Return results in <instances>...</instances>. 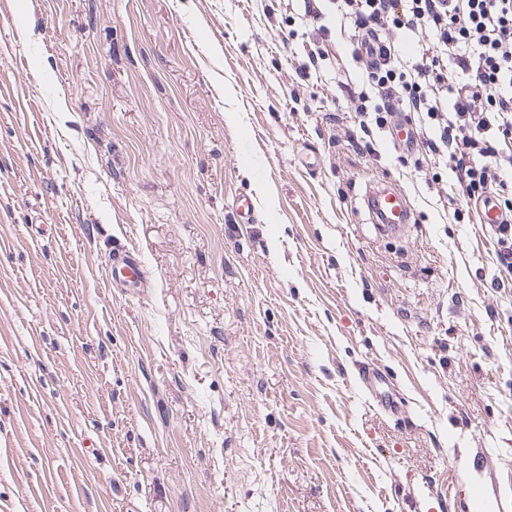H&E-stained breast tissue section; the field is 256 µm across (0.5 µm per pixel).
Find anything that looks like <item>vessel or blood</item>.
<instances>
[{"label":"vessel or blood","mask_w":512,"mask_h":512,"mask_svg":"<svg viewBox=\"0 0 512 512\" xmlns=\"http://www.w3.org/2000/svg\"><path fill=\"white\" fill-rule=\"evenodd\" d=\"M363 207L377 236L390 238L407 234L415 222L414 210L408 197L392 187H370L361 197ZM107 278L111 287L127 291H143L150 281L138 253L128 248L114 250L107 265ZM362 379L381 406L391 414L402 411L400 399L385 388L386 380L376 369L368 368ZM475 476L469 484L467 506L470 512H480L497 488V472L488 457L473 460Z\"/></svg>","instance_id":"b4317fda"}]
</instances>
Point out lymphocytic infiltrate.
<instances>
[{
	"label": "lymphocytic infiltrate",
	"instance_id": "lymphocytic-infiltrate-1",
	"mask_svg": "<svg viewBox=\"0 0 512 512\" xmlns=\"http://www.w3.org/2000/svg\"><path fill=\"white\" fill-rule=\"evenodd\" d=\"M320 39L299 67L311 78L336 21L362 81L350 100L363 133L417 114L414 165L447 158L466 202L494 195L512 213V0H303ZM377 36L378 54L364 51ZM412 52H404V45Z\"/></svg>",
	"mask_w": 512,
	"mask_h": 512
}]
</instances>
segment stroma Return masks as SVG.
I'll list each match as a JSON object with an SVG mask.
<instances>
[{
  "label": "stroma",
  "instance_id": "stroma-1",
  "mask_svg": "<svg viewBox=\"0 0 512 512\" xmlns=\"http://www.w3.org/2000/svg\"><path fill=\"white\" fill-rule=\"evenodd\" d=\"M302 10L0 0V512H463L481 448L512 499L495 234L348 138L347 41L299 82ZM379 181L406 238L357 208ZM119 246L147 292L107 286ZM361 203L369 213V223L380 238L407 234L415 224L410 200L398 189L370 186L362 195ZM362 379L370 392L378 399L381 406L393 415L402 412L401 400L392 392L384 390L387 385L384 376L376 369L368 368L362 372Z\"/></svg>",
  "mask_w": 512,
  "mask_h": 512
}]
</instances>
